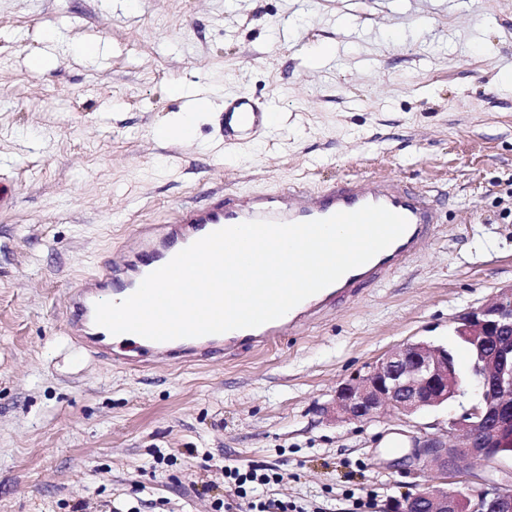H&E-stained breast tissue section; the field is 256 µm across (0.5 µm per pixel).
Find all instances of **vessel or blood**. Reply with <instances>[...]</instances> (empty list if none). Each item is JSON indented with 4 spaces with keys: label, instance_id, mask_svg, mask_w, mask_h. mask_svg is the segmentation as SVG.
<instances>
[{
    "label": "vessel or blood",
    "instance_id": "1",
    "mask_svg": "<svg viewBox=\"0 0 512 512\" xmlns=\"http://www.w3.org/2000/svg\"><path fill=\"white\" fill-rule=\"evenodd\" d=\"M282 115L257 101L249 92L225 98L219 131L225 147L260 139L280 124ZM381 205L408 222L405 232L385 250L337 282L307 298L280 319L256 328L180 338L165 342L143 340L141 347L160 359L203 358L216 347L225 357L238 356L243 349L260 347L296 334L336 304L358 296L362 288L384 280L406 266L419 252L438 222L433 195L414 189L400 179L349 174L323 181L316 187L295 185L285 191L256 193L242 197L221 191L210 192L204 204L179 203L154 224L139 225L121 248L100 262L84 277L69 298V330L91 344L97 354L120 361L125 341L95 322V306L104 301L120 302L138 288L153 271L167 264L193 242L219 229L253 220L281 223L327 218L368 205Z\"/></svg>",
    "mask_w": 512,
    "mask_h": 512
}]
</instances>
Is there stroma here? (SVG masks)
Returning <instances> with one entry per match:
<instances>
[{"instance_id": "obj_1", "label": "stroma", "mask_w": 512, "mask_h": 512, "mask_svg": "<svg viewBox=\"0 0 512 512\" xmlns=\"http://www.w3.org/2000/svg\"><path fill=\"white\" fill-rule=\"evenodd\" d=\"M321 43L334 50L313 57ZM192 141L163 137L198 91ZM247 90L283 123L222 152ZM0 512H215L258 499L386 512L448 407L326 421L340 384L512 286V0H0ZM432 190L442 222L389 278L294 336L200 362L93 356L69 292L142 224L221 188L344 174ZM258 470H267L272 471L273 469H259L250 467L248 470H246L244 473H241L239 468H225L224 471L226 472L228 477L234 480V489L233 494L238 499L242 500V503H238V510L241 512H270V511H276V512H302L296 510V506L292 504H288V501H270V502H262L259 501L256 503V500H248L247 492L245 489H243V486L247 482L251 483H257L258 485H266L273 482H278L280 479L279 474L276 472H266L258 475Z\"/></svg>"}]
</instances>
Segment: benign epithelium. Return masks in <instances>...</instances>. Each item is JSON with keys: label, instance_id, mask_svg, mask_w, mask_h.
<instances>
[{"label": "benign epithelium", "instance_id": "1", "mask_svg": "<svg viewBox=\"0 0 512 512\" xmlns=\"http://www.w3.org/2000/svg\"><path fill=\"white\" fill-rule=\"evenodd\" d=\"M455 322L456 335L479 351L467 370L442 346L408 342L340 385L326 410L338 422L368 421L388 408L410 416L474 386L469 407L448 417V438L416 440L405 459L444 479L472 459L489 470L457 490L436 486L406 494L392 501L391 512H512V468L498 464L502 449L512 447V286Z\"/></svg>", "mask_w": 512, "mask_h": 512}]
</instances>
